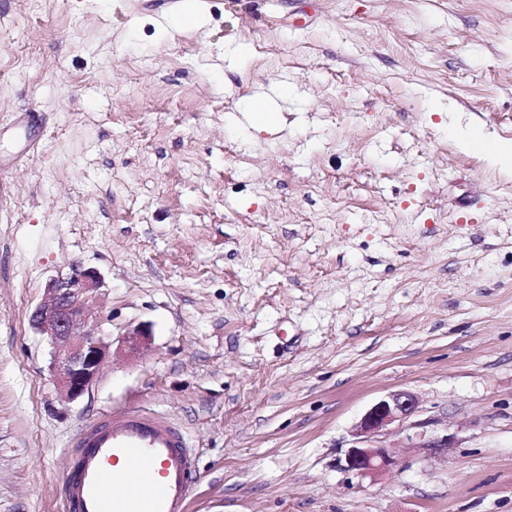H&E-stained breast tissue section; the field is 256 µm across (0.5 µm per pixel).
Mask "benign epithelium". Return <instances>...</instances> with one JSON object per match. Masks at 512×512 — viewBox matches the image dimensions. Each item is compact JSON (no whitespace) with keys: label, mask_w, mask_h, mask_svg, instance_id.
Here are the masks:
<instances>
[{"label":"benign epithelium","mask_w":512,"mask_h":512,"mask_svg":"<svg viewBox=\"0 0 512 512\" xmlns=\"http://www.w3.org/2000/svg\"><path fill=\"white\" fill-rule=\"evenodd\" d=\"M101 287L94 270L75 265L69 274L49 281L44 301L29 312V325L52 347V381L68 401H75L89 392L111 355V345L98 334L97 293ZM149 336L151 333L145 326L127 331L125 351L130 355L139 354ZM417 405V397L408 391L392 392L376 402L354 432L348 466L370 478L388 471L394 464V457L389 449L374 445V439L393 422L412 415Z\"/></svg>","instance_id":"benign-epithelium-1"}]
</instances>
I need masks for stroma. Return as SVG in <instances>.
<instances>
[{
	"label": "stroma",
	"mask_w": 512,
	"mask_h": 512,
	"mask_svg": "<svg viewBox=\"0 0 512 512\" xmlns=\"http://www.w3.org/2000/svg\"><path fill=\"white\" fill-rule=\"evenodd\" d=\"M183 3L0 0V512H63L118 409L184 426L191 512H512V174L454 138L512 145V0ZM75 263L151 338L69 402L28 315ZM417 397L408 391H396L376 402L364 415L354 432V445L347 457L348 466L363 477L374 478L395 463L390 450L374 445L375 437L395 421L412 415Z\"/></svg>",
	"instance_id": "35a3bbf8"
}]
</instances>
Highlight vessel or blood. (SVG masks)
<instances>
[{"label": "vessel or blood", "mask_w": 512, "mask_h": 512, "mask_svg": "<svg viewBox=\"0 0 512 512\" xmlns=\"http://www.w3.org/2000/svg\"><path fill=\"white\" fill-rule=\"evenodd\" d=\"M64 481L68 512H190L197 461L180 425L146 410L83 426Z\"/></svg>", "instance_id": "b4317fda"}]
</instances>
